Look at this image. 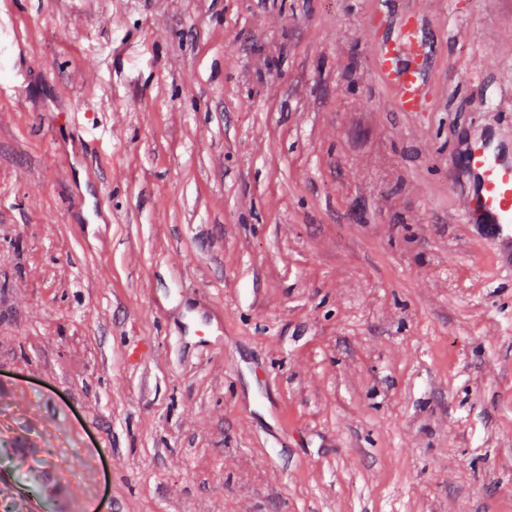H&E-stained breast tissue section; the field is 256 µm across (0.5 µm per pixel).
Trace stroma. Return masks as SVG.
Returning a JSON list of instances; mask_svg holds the SVG:
<instances>
[{
  "instance_id": "35a3bbf8",
  "label": "stroma",
  "mask_w": 512,
  "mask_h": 512,
  "mask_svg": "<svg viewBox=\"0 0 512 512\" xmlns=\"http://www.w3.org/2000/svg\"><path fill=\"white\" fill-rule=\"evenodd\" d=\"M421 12L425 111L374 67ZM0 503L512 512V0H0ZM466 169L473 188L464 200L460 220L474 224L497 241L512 260V158L481 143L469 150Z\"/></svg>"
}]
</instances>
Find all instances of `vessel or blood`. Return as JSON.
<instances>
[{
    "label": "vessel or blood",
    "mask_w": 512,
    "mask_h": 512,
    "mask_svg": "<svg viewBox=\"0 0 512 512\" xmlns=\"http://www.w3.org/2000/svg\"><path fill=\"white\" fill-rule=\"evenodd\" d=\"M427 45L426 30L413 13L401 17L379 45L376 66L397 111L421 112L427 106ZM466 169L473 188L464 200L461 222L475 225L512 252V159L482 143L469 150Z\"/></svg>",
    "instance_id": "1"
}]
</instances>
